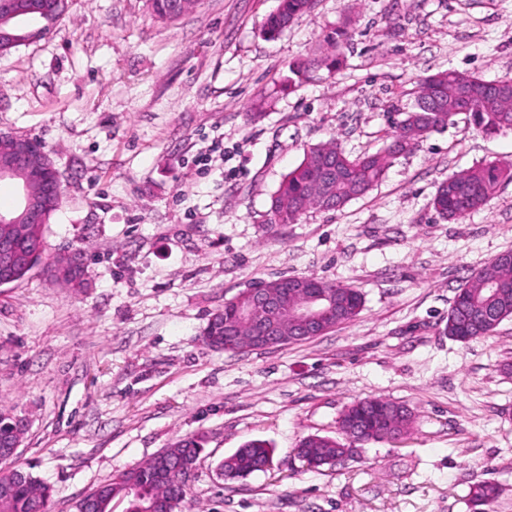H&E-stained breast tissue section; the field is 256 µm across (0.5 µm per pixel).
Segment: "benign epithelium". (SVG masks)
I'll return each instance as SVG.
<instances>
[{
	"label": "benign epithelium",
	"mask_w": 512,
	"mask_h": 512,
	"mask_svg": "<svg viewBox=\"0 0 512 512\" xmlns=\"http://www.w3.org/2000/svg\"><path fill=\"white\" fill-rule=\"evenodd\" d=\"M65 10L66 0H33L27 11L40 14L44 24L33 31L24 30L19 26V6L14 0H0V48L40 38ZM41 149V143L35 139L0 132V181L11 180L21 189L19 205L12 211L0 212V287L15 283L18 255L14 244L30 236L46 214L58 207L62 197V183L55 167L35 161ZM232 301L236 304L238 322L250 330V336L224 337L225 350L240 340L247 349L262 350L313 338L324 325V318L336 310V293L332 291L311 295L292 308L279 291L266 287L238 294ZM3 418L9 419V433L5 438L0 436V447L8 449L14 457L23 443L26 423L1 412L0 420Z\"/></svg>",
	"instance_id": "7a95c632"
}]
</instances>
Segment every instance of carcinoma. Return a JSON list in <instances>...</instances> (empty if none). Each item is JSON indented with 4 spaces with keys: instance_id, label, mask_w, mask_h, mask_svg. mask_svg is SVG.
Returning a JSON list of instances; mask_svg holds the SVG:
<instances>
[{
    "instance_id": "obj_1",
    "label": "carcinoma",
    "mask_w": 512,
    "mask_h": 512,
    "mask_svg": "<svg viewBox=\"0 0 512 512\" xmlns=\"http://www.w3.org/2000/svg\"><path fill=\"white\" fill-rule=\"evenodd\" d=\"M154 17L168 21L180 15L172 0H148ZM312 8L311 0H278L277 8L264 23L270 36L283 32L298 16ZM348 31L327 37L334 52L328 66L337 70L343 63L342 49ZM465 83L470 97L462 105H452L448 89ZM512 84V78L486 80L474 74L453 70L438 71L422 78L415 91L414 104L392 126L390 143L382 152L351 157L336 140L330 139L310 147L301 163L288 172L274 192L269 222L293 224L311 209L335 211L366 194L382 178L389 160L415 148L429 128L417 125L420 106L432 107V124L445 127L462 113L476 130L493 135L512 129V108L499 95L500 83ZM506 181H512V168L490 162L462 170L443 181L436 190L433 205L443 218L458 219L490 201ZM318 287L336 290L338 317L333 325L353 321L363 308L362 294L347 285L309 275ZM512 318V250L497 254L484 268L471 273L457 289L448 310L446 330L459 341H471L488 335L498 325ZM235 324L229 304L210 315L201 335L215 341L232 331ZM413 419L412 411L402 404L376 397L357 400L342 411L337 427L348 441L368 442L395 439L405 433ZM307 455L315 468L337 466L343 462L346 445L335 438L310 435ZM202 452L195 438L179 439L161 450L150 461L136 465L97 486L75 504L76 512H112L116 498L127 502L126 512H142L141 506L152 501L171 505L178 512L187 496V486L176 475L160 477L164 469L199 459ZM274 450L263 440H251L219 465L227 479L245 478L267 470L273 463ZM501 487L492 481L472 485L470 499L475 507H490L499 497ZM53 490L31 472L20 467L0 470V512H52Z\"/></svg>"
}]
</instances>
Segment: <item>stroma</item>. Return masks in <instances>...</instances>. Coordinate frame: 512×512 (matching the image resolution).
<instances>
[{"instance_id":"35a3bbf8","label":"stroma","mask_w":512,"mask_h":512,"mask_svg":"<svg viewBox=\"0 0 512 512\" xmlns=\"http://www.w3.org/2000/svg\"><path fill=\"white\" fill-rule=\"evenodd\" d=\"M276 6L198 0L162 23L145 0H69L47 35L0 53V132L39 140L64 190L41 267L0 288V409L28 421L16 463L53 487L54 512L186 437L203 446L192 512H472L480 480L512 512V320L469 342L445 332L457 289L512 249V182L460 220L433 207L453 173L512 165V129L487 137L457 115L342 209L268 222L309 147L379 152L420 78H512V0H316L268 38ZM344 26L343 69L291 80ZM75 250L78 292L43 272ZM292 275L364 307L299 344L200 343L225 300ZM373 397L413 411L406 434L337 467L296 457ZM256 439L271 469L217 475Z\"/></svg>"}]
</instances>
